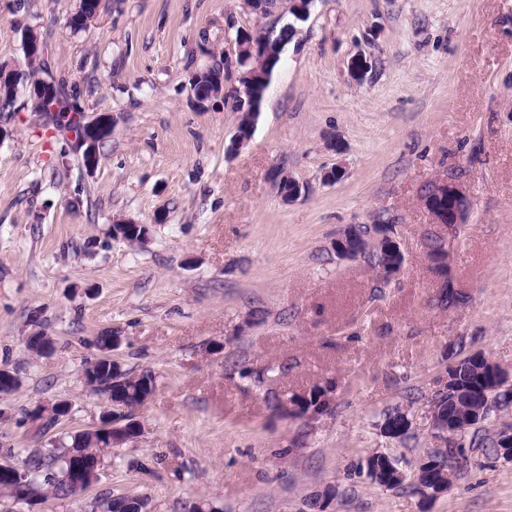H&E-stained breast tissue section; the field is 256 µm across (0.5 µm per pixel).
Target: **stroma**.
I'll list each match as a JSON object with an SVG mask.
<instances>
[{
	"instance_id": "35a3bbf8",
	"label": "stroma",
	"mask_w": 512,
	"mask_h": 512,
	"mask_svg": "<svg viewBox=\"0 0 512 512\" xmlns=\"http://www.w3.org/2000/svg\"><path fill=\"white\" fill-rule=\"evenodd\" d=\"M78 6L0 0V63L21 64L35 29L87 116L114 119L88 170L59 164L71 146L26 92L0 112V368L20 379L0 398V448L96 426L106 401L82 369L101 331L123 338L115 361L158 386L138 411L143 435L91 490L44 512H90L102 494L147 496L150 512H303L330 488L331 512H512V460L482 459L431 499L412 488L439 446L427 410L449 363L478 352L512 373V0H315L234 153L237 114L197 109L189 78L214 65L226 14L249 31L276 16L242 0H103L77 32ZM334 166L342 179L325 183ZM278 170L303 184L299 198L282 197ZM451 175L470 201L455 232L424 207ZM117 219L147 238L113 237ZM380 222L405 257L387 284L334 246L349 225ZM434 233L453 243L461 304L438 300ZM37 330L51 356L28 350ZM328 379L323 415L276 409V394ZM58 401L71 412L54 431L26 419ZM395 407L411 421L403 440L381 432ZM377 451L398 460L402 486L372 482Z\"/></svg>"
}]
</instances>
